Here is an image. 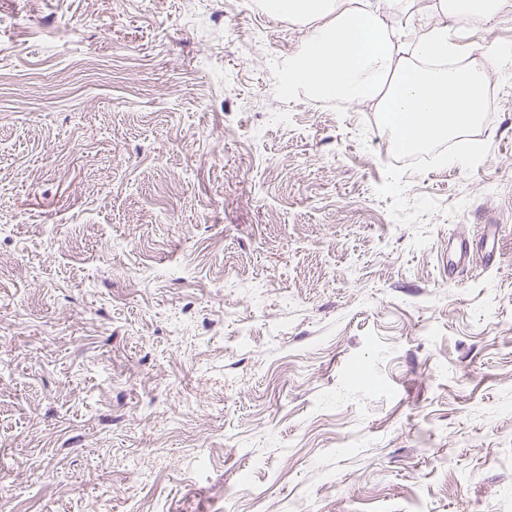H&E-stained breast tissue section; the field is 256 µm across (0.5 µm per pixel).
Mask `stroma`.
Returning <instances> with one entry per match:
<instances>
[{"label":"stroma","mask_w":512,"mask_h":512,"mask_svg":"<svg viewBox=\"0 0 512 512\" xmlns=\"http://www.w3.org/2000/svg\"><path fill=\"white\" fill-rule=\"evenodd\" d=\"M437 4L382 5L405 52ZM305 34L0 0V512H512V7L433 161L285 91ZM472 252L473 249L468 239L463 237L448 238V255L452 254L453 256V263L448 261V273L460 266L464 269L470 262Z\"/></svg>","instance_id":"obj_1"}]
</instances>
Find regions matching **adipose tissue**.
<instances>
[{
  "instance_id": "adipose-tissue-1",
  "label": "adipose tissue",
  "mask_w": 512,
  "mask_h": 512,
  "mask_svg": "<svg viewBox=\"0 0 512 512\" xmlns=\"http://www.w3.org/2000/svg\"><path fill=\"white\" fill-rule=\"evenodd\" d=\"M262 8L309 27L282 75L289 90L375 102L405 147L460 135L478 120L484 72L434 67L461 53L447 28L432 29L407 58L371 0H262Z\"/></svg>"
}]
</instances>
